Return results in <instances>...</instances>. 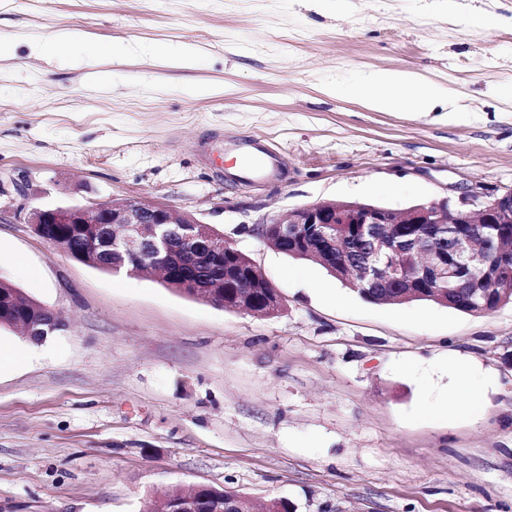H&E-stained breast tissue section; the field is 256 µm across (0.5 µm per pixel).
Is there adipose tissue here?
<instances>
[{
  "mask_svg": "<svg viewBox=\"0 0 512 512\" xmlns=\"http://www.w3.org/2000/svg\"><path fill=\"white\" fill-rule=\"evenodd\" d=\"M322 91L330 97L347 96L360 100L376 112H420L447 106L451 89L426 80L415 71L376 70L356 82L330 83Z\"/></svg>",
  "mask_w": 512,
  "mask_h": 512,
  "instance_id": "ef3b65f1",
  "label": "adipose tissue"
}]
</instances>
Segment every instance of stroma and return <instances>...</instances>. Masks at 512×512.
Returning a JSON list of instances; mask_svg holds the SVG:
<instances>
[{"label": "stroma", "instance_id": "obj_1", "mask_svg": "<svg viewBox=\"0 0 512 512\" xmlns=\"http://www.w3.org/2000/svg\"><path fill=\"white\" fill-rule=\"evenodd\" d=\"M471 29L436 0H0V279L66 326L0 366V512H142L222 486L289 512H512V303L374 304L252 226L341 200L396 211L512 187V0ZM68 30L51 59L36 44ZM192 65L162 63L155 47ZM414 70L454 112L322 94ZM278 169L235 176L240 140ZM39 202L144 197L245 252L283 306L253 316L61 253ZM466 370L475 411L449 408Z\"/></svg>", "mask_w": 512, "mask_h": 512}]
</instances>
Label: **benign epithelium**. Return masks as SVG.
<instances>
[{"label": "benign epithelium", "instance_id": "7a95c632", "mask_svg": "<svg viewBox=\"0 0 512 512\" xmlns=\"http://www.w3.org/2000/svg\"><path fill=\"white\" fill-rule=\"evenodd\" d=\"M18 193L24 198L19 212L24 214L26 223L33 226L39 237L77 260L80 256L73 255L70 246L72 236L90 239L95 249L109 256L108 268L114 273L125 270L129 274H139L144 260L152 258L168 266L167 280L164 281L168 285L175 279L169 266L175 262L178 250L210 258H222L224 253L235 251L223 235L200 222L192 213L176 214L164 205L143 198L120 202L101 199L86 204H38L31 202L25 190L20 188ZM450 216L457 224H512V188L497 195L471 189L463 192L453 206L444 200L421 203L402 212L370 203L318 201L296 208L284 221L266 222L256 231L265 239L274 233L286 238L290 230L295 235H318L334 251L336 235L329 229L338 224H446ZM48 224H67L72 232L50 237L45 230ZM369 251L370 255L361 264L360 274L364 279L378 275V259L397 251V245L390 237L375 235L369 241ZM448 252L454 255V264L448 268L450 277L483 263L465 238L448 248ZM261 276L262 271L251 261L241 273L229 268L227 279H238L244 289L259 281ZM180 282L184 294L224 306V301L216 299L208 280L182 278ZM63 327L64 322L57 312L40 308L38 315L27 319L24 335L50 336Z\"/></svg>", "mask_w": 512, "mask_h": 512}]
</instances>
